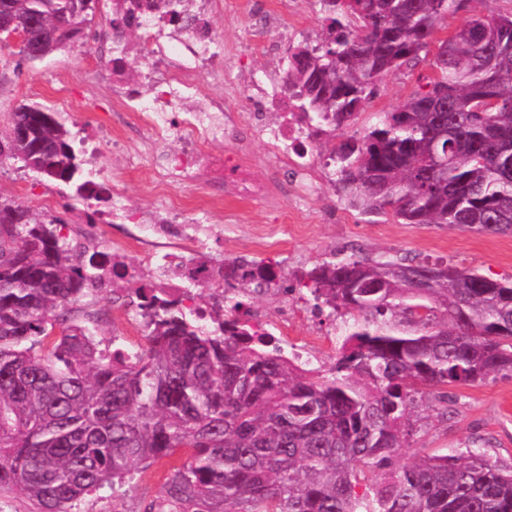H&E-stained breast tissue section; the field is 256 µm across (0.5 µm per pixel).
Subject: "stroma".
<instances>
[{
  "label": "stroma",
  "mask_w": 512,
  "mask_h": 512,
  "mask_svg": "<svg viewBox=\"0 0 512 512\" xmlns=\"http://www.w3.org/2000/svg\"><path fill=\"white\" fill-rule=\"evenodd\" d=\"M89 15L97 40H76L44 61L29 64L17 48L0 50V121L22 102L56 112L71 131L75 146L84 152L86 174L101 186L100 199L76 197L73 188L50 182L14 161L0 166V197L33 213L63 221L62 233L76 247L88 251L118 252L135 275L153 272V252L167 250L168 241L138 244L137 227L163 215L167 196L183 204L187 221L212 224L216 232L197 247L214 264L239 256L278 263L285 284L294 273L321 263L330 255H400L429 262H448L478 270L491 279H512V235L475 233L435 224H404L392 215L365 216L349 207L334 187V168L319 144L303 175H296L293 153L269 150L261 138L242 142L203 143L194 170L160 195L161 178L155 158L176 148L173 138H160L140 114L122 106L129 87L146 90L153 42L135 32L126 58L130 79L112 82V58L104 50L111 31V13L95 0ZM211 23L224 40V70L207 75L198 97L242 116L259 113L270 124L273 105L290 48L316 44L323 35L319 0H221ZM428 63L410 72H395L380 80L356 119L337 131V141L360 137L382 113L395 108L412 93L420 78L431 75ZM232 160L244 175L264 184L266 194L244 200L224 191V162ZM301 178L310 190L297 203L288 189L291 178ZM121 202L116 223L92 222L91 214L111 210ZM97 338L102 346L121 339L141 345L145 333L134 326L129 307L113 302L101 290ZM337 318L324 315L295 318L296 335L312 340V364L329 371L336 353L317 347L318 339L334 331ZM465 448H486L512 462V376L484 383L426 388L418 408V423L408 445L394 457L401 466L427 455H443ZM173 465L162 459L149 468H136L125 481L84 496L78 512H146Z\"/></svg>",
  "instance_id": "35a3bbf8"
}]
</instances>
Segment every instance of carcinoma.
I'll list each match as a JSON object with an SVG mask.
<instances>
[{
  "instance_id": "obj_1",
  "label": "carcinoma",
  "mask_w": 512,
  "mask_h": 512,
  "mask_svg": "<svg viewBox=\"0 0 512 512\" xmlns=\"http://www.w3.org/2000/svg\"><path fill=\"white\" fill-rule=\"evenodd\" d=\"M12 2L19 19L37 12L62 33L80 0ZM122 2L115 30L153 7ZM320 2L324 37L290 49L280 83L314 140L347 126L383 76L416 66L436 42L448 47L400 106L328 148L342 198L404 224L512 234V14L491 0ZM7 126L29 138L0 165L20 161L80 197L101 193L80 181L82 160L55 113L15 109ZM433 147L446 158L438 169ZM117 270L87 263L57 221L0 199V486L33 512H74L133 466L179 452L150 512H512V465L485 451L393 466L423 388L512 375V281L407 257L315 265L299 285L316 308L352 317L323 376L256 330L242 301L213 318L229 326L220 335L150 283L127 289L147 318L138 350L99 348L94 310L49 338L52 319L68 320L69 306ZM219 275L254 298L277 286L273 264L247 257Z\"/></svg>"
}]
</instances>
